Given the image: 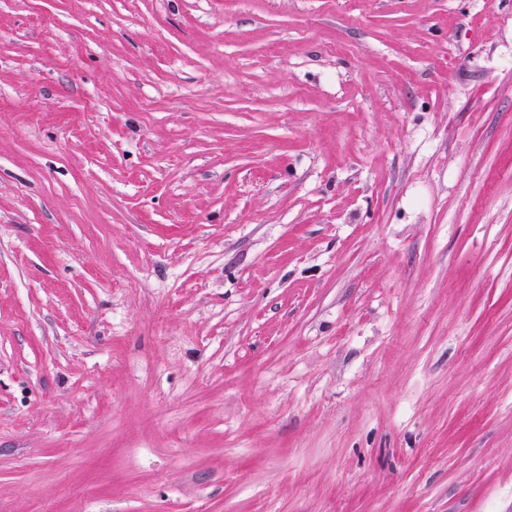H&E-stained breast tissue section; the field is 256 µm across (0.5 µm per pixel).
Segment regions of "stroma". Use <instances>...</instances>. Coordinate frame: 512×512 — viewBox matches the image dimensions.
Returning a JSON list of instances; mask_svg holds the SVG:
<instances>
[{
    "label": "stroma",
    "mask_w": 512,
    "mask_h": 512,
    "mask_svg": "<svg viewBox=\"0 0 512 512\" xmlns=\"http://www.w3.org/2000/svg\"><path fill=\"white\" fill-rule=\"evenodd\" d=\"M0 512H512V0H0Z\"/></svg>",
    "instance_id": "obj_1"
}]
</instances>
